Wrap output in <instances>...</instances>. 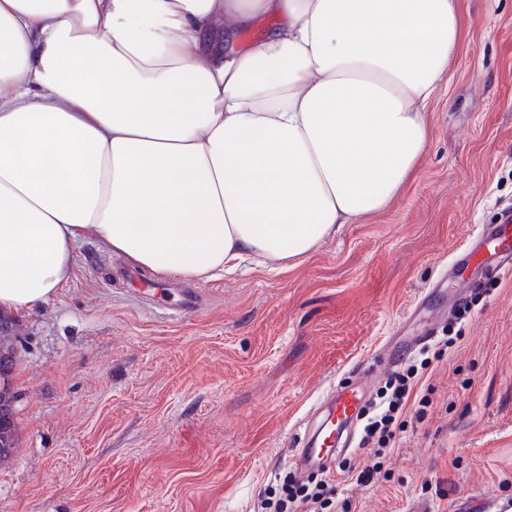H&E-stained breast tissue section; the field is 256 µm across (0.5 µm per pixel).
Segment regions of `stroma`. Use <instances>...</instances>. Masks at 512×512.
Listing matches in <instances>:
<instances>
[{"label":"stroma","mask_w":512,"mask_h":512,"mask_svg":"<svg viewBox=\"0 0 512 512\" xmlns=\"http://www.w3.org/2000/svg\"><path fill=\"white\" fill-rule=\"evenodd\" d=\"M462 47L426 112L430 146L384 212L343 225L294 268L205 280L172 320L92 241L72 279L14 314L17 448L0 512H253L292 472V428L400 328L451 347L414 387L429 399L396 447L352 446L368 484L335 470L334 512H453L512 501V274L478 280L470 312H415L480 227L512 211V0H461ZM201 307L202 292L193 291L185 293L180 301L168 307H164L163 311L171 317L179 319L187 314L198 312Z\"/></svg>","instance_id":"stroma-1"}]
</instances>
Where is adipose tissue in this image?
Here are the masks:
<instances>
[{
    "label": "adipose tissue",
    "mask_w": 512,
    "mask_h": 512,
    "mask_svg": "<svg viewBox=\"0 0 512 512\" xmlns=\"http://www.w3.org/2000/svg\"><path fill=\"white\" fill-rule=\"evenodd\" d=\"M461 34V0H0V308L90 239L159 277L294 267L400 196Z\"/></svg>",
    "instance_id": "ef3b65f1"
}]
</instances>
